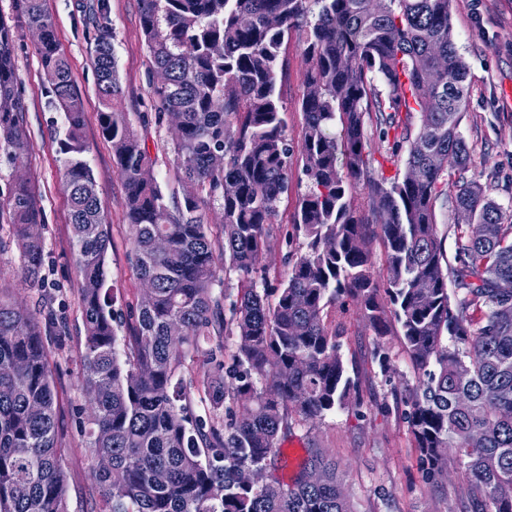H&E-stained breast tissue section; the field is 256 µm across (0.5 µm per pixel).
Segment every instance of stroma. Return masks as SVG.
<instances>
[{"mask_svg": "<svg viewBox=\"0 0 512 512\" xmlns=\"http://www.w3.org/2000/svg\"><path fill=\"white\" fill-rule=\"evenodd\" d=\"M54 18L61 51L68 58L73 78L82 94L85 110L84 160L97 184L104 218L112 242L106 255L108 283L118 301L117 312L139 296L142 285L133 268L127 241L128 226L124 190L113 167L110 143L98 131L99 102L96 75L91 66L95 49L92 0H47ZM109 25L122 94L118 111L127 114L133 128L144 139L155 178L163 189L175 184L171 131L167 120L159 119L153 89L159 74L146 48L140 26L138 0H109ZM0 13L15 27V65L18 92L25 104L29 150L21 164H12L0 154V189L23 174L35 181L41 197L45 240L43 274L45 289L31 291L16 272L17 250L9 236L0 237V281L8 286L12 301L40 304L43 313L66 319L64 339H49L51 367L58 393L61 460L68 480L69 512H104L105 504L93 483L94 459L79 424L91 416L81 389L80 355L84 328L79 302L80 282L76 275L71 244L70 211L60 183L61 156L57 143L66 134L63 112L46 93L32 37L14 0H0ZM451 24L459 53L470 73L467 100L461 113L460 131L470 148L467 179L480 183L487 195L512 213V0H453ZM285 73L281 80L285 110L282 117L293 143H300L305 127L301 100L306 91L309 61L300 37L283 48ZM366 141L380 163L384 177L405 171L406 150L396 149L393 139L383 138L376 121L365 125ZM293 190L279 206L276 231L262 263L269 281H277L287 268V256L299 253L302 239L286 240L299 195L307 179L301 163L292 167ZM336 317L345 325L342 353L356 374L357 387L346 408L309 424L292 416L281 433L275 458L276 476L289 479L301 468L310 449L327 448L335 455L343 485L354 512H448L453 488L464 479L448 470L436 483L428 482L420 467L408 424L400 410L418 383V371L407 355L400 336L376 337L365 323L358 305L346 300ZM383 344L392 361L381 372L374 359V347Z\"/></svg>", "mask_w": 512, "mask_h": 512, "instance_id": "1", "label": "stroma"}]
</instances>
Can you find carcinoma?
I'll return each mask as SVG.
<instances>
[{"label":"carcinoma","instance_id":"cac0c4a2","mask_svg":"<svg viewBox=\"0 0 512 512\" xmlns=\"http://www.w3.org/2000/svg\"><path fill=\"white\" fill-rule=\"evenodd\" d=\"M16 2L26 26L42 32L35 53L68 124L60 181L81 278L82 383L94 393L85 435L109 512H353L336 457L324 448L311 449L289 484L269 474L289 415L320 420L344 408L356 387L341 353L345 328L332 314L346 298L375 335L398 333L424 372L404 416L426 476L437 481L451 465L465 477L452 512H512V224L465 178L470 149L459 125L469 84L451 0H139L146 47L169 78L154 90L159 114L182 116L172 136L181 190L168 194L144 140L113 108L121 86L109 5L96 0L98 122L125 192L131 262L150 285V297L130 307L121 339L106 287L110 232L82 158V98L45 0ZM296 32L310 62L305 84L319 88L302 98L298 146L288 140L278 90L282 48ZM438 66L455 71L458 84L448 87ZM16 83L13 28L0 16V152L10 160L29 147ZM415 110L413 135L396 116ZM386 112L408 156L402 177L377 179L364 127L366 117ZM297 154L308 185L292 228L305 251L288 256L271 288L261 261ZM450 170L458 174L451 185ZM227 182L234 193L224 192ZM359 185L368 195L364 215L348 200ZM440 199L467 223L454 267L438 234ZM210 202L219 205L220 238L204 210ZM372 224L385 249L382 281L356 248ZM474 224H494L496 233L478 238ZM4 229L23 279L44 287L45 241L28 178L7 184ZM221 261L239 274L234 295L214 294ZM450 279L463 291L455 303ZM230 335L240 339L231 365L221 342L204 352L199 378L177 377L190 353ZM44 336L38 313L0 289V512H68ZM192 387L213 411L193 424ZM228 401L243 412L231 413Z\"/></svg>","mask_w":512,"mask_h":512}]
</instances>
